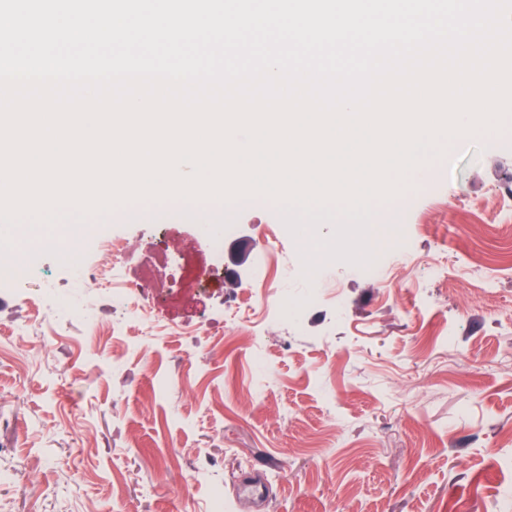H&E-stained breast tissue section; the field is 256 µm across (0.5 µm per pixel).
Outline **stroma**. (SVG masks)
<instances>
[{
	"instance_id": "stroma-1",
	"label": "stroma",
	"mask_w": 512,
	"mask_h": 512,
	"mask_svg": "<svg viewBox=\"0 0 512 512\" xmlns=\"http://www.w3.org/2000/svg\"><path fill=\"white\" fill-rule=\"evenodd\" d=\"M454 151L377 206L402 252L324 264L296 322L275 302L307 287L300 243L262 199L219 248L144 202L87 224V268L126 247L88 282L29 254L31 284L0 286V512H209L217 486L224 512H512V269L482 273L512 261V130ZM157 255L150 338L113 291Z\"/></svg>"
}]
</instances>
